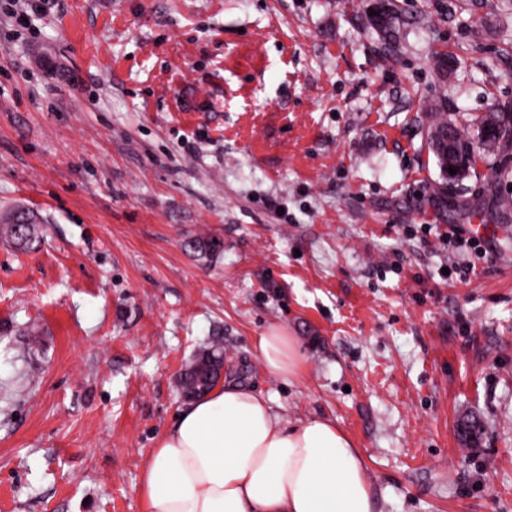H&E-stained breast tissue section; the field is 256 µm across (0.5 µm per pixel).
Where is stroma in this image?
I'll use <instances>...</instances> for the list:
<instances>
[{"label":"stroma","mask_w":512,"mask_h":512,"mask_svg":"<svg viewBox=\"0 0 512 512\" xmlns=\"http://www.w3.org/2000/svg\"><path fill=\"white\" fill-rule=\"evenodd\" d=\"M371 2L50 0L23 28L0 0V213L41 221L0 238V512H143L214 340L285 420L356 442L377 512H512V223L487 211L512 161L479 160L443 220L424 146L440 97L512 107V0H395L388 55ZM472 224L483 254L442 241ZM273 328L296 379L256 352ZM384 9L382 14L384 16L383 23L374 25L372 22V15L368 16V26L373 29L378 35V41L384 51L389 53L400 51L402 48L401 42V26L404 25V20L395 9L392 1L382 3ZM19 212L17 219L25 220L30 224H14L11 219L7 217L1 219L0 230L3 232L14 244L20 248H26L32 245L38 238L39 222L36 216L31 213L34 221L23 210H16L11 215ZM213 239H216V242H213ZM185 246L196 260L205 262L219 256L224 247L220 240L208 235L191 238ZM256 350L264 367L274 375L289 379L296 376L302 367L303 355L299 344L283 331L259 336Z\"/></svg>","instance_id":"obj_1"}]
</instances>
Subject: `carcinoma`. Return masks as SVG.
<instances>
[{
    "instance_id": "obj_1",
    "label": "carcinoma",
    "mask_w": 512,
    "mask_h": 512,
    "mask_svg": "<svg viewBox=\"0 0 512 512\" xmlns=\"http://www.w3.org/2000/svg\"><path fill=\"white\" fill-rule=\"evenodd\" d=\"M383 23L368 26L378 35L383 50L391 53L402 48L401 26L404 20L392 2L384 4L382 11ZM426 145L434 155L437 166L442 172L441 182L433 185L432 195L441 216H447L448 191L461 186L462 181L473 168L474 152H494V156L503 159L512 154V112L493 110L471 117L466 126L462 127L445 112L437 113V119L430 125ZM453 148L460 152L455 157L461 172L455 178L448 179L443 172L447 169V149ZM18 218L23 223L16 224L8 218L0 220V231L14 244L26 248L38 238L39 222L32 219L24 211H19ZM187 250L199 261H211L223 251L221 241H213V237L196 236L186 242ZM224 367V348L219 344L203 347L195 352L181 372L178 390L185 401L193 400L214 387L219 379V371ZM483 435V424L480 418L473 416L462 424V437L468 443H478Z\"/></svg>"
}]
</instances>
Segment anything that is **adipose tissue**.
<instances>
[{
  "instance_id": "ef3b65f1",
  "label": "adipose tissue",
  "mask_w": 512,
  "mask_h": 512,
  "mask_svg": "<svg viewBox=\"0 0 512 512\" xmlns=\"http://www.w3.org/2000/svg\"><path fill=\"white\" fill-rule=\"evenodd\" d=\"M265 368L296 376L282 331L260 336ZM144 512H375L360 448L330 419L285 421L251 386L226 381L189 401L143 469Z\"/></svg>"
}]
</instances>
